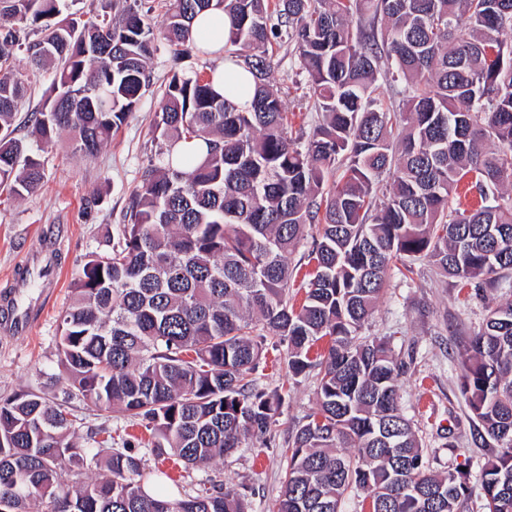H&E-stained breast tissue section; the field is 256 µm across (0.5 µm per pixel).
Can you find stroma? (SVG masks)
<instances>
[{"label": "stroma", "instance_id": "1", "mask_svg": "<svg viewBox=\"0 0 512 512\" xmlns=\"http://www.w3.org/2000/svg\"><path fill=\"white\" fill-rule=\"evenodd\" d=\"M220 58L196 52L175 54L158 44L148 63L154 89L147 92L135 112L111 140L92 157L71 150L67 138L45 148V178L41 188L21 199L0 195V291L8 286L11 272L25 254L45 251L54 261L51 278H39L16 296L20 310L44 308L26 335L0 331V399L21 391H33L50 399H62L68 381L58 363V324L71 301V284L88 255L108 252L120 233L122 214L132 189L155 150L152 128L159 110L156 87L173 72L205 73ZM269 81L295 104V123L315 124L316 113L307 103L308 77L287 47L273 49ZM99 196L100 204L85 214L84 203ZM414 279L398 269L388 273V287L365 324L361 335L387 340L404 365L400 378V406L413 421L430 455L434 470L449 465L477 472L487 454L473 442L472 426L458 376L468 336L483 324L488 307L511 300L512 289L486 287L459 289L455 281L432 263H414ZM256 376L263 387L288 386L289 393L266 441L246 440L226 458L194 468L177 463L175 457H148L150 471L166 473L172 496L194 495L207 487L214 475L225 484L246 493L252 512H273L283 476L281 450L315 406L313 377H288L283 352L268 350ZM108 430L131 432L147 438L144 427H127L123 416L84 413L75 437L91 447V434Z\"/></svg>", "mask_w": 512, "mask_h": 512}]
</instances>
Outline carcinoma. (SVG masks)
Instances as JSON below:
<instances>
[{"mask_svg":"<svg viewBox=\"0 0 512 512\" xmlns=\"http://www.w3.org/2000/svg\"><path fill=\"white\" fill-rule=\"evenodd\" d=\"M71 2L0 0V194L40 188L34 143L65 132L95 155L152 86L158 39L194 44L193 19L210 7L230 21L224 61L253 77L233 91L251 100L217 93L213 68L160 88L158 149L121 234L87 259L60 315L67 397L0 400V512L45 501L50 512H249L218 476L168 496L145 480L144 457L193 467L266 438L283 398L253 377L268 346L286 347L289 379L317 372L316 408L282 449L277 512H341L354 489L368 512H460L470 473L432 469L400 408L404 366L359 331L392 265L412 274L427 258L477 289L512 272V199L499 194L512 184V0H168L158 33L145 0L81 26ZM275 44L307 73L311 129L293 125L270 85ZM19 53L49 87L18 124ZM385 84L403 85L398 107ZM198 142L201 157L182 150ZM308 227L314 268L297 307L288 255ZM459 387L490 448L480 512H512V301L468 338ZM74 400L94 415L119 409L150 446L125 439L105 460L80 447ZM102 464L108 478L83 480Z\"/></svg>","mask_w":512,"mask_h":512,"instance_id":"obj_1","label":"carcinoma"}]
</instances>
